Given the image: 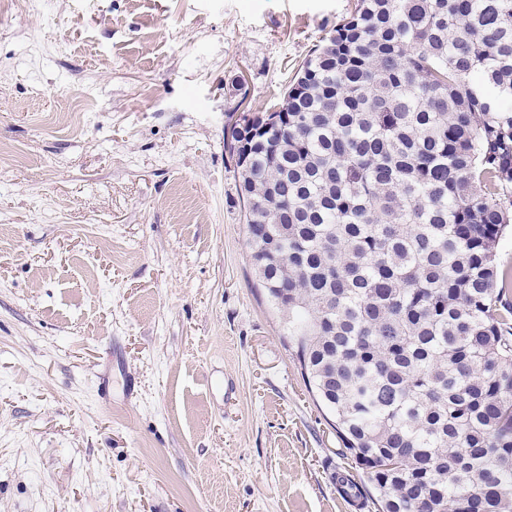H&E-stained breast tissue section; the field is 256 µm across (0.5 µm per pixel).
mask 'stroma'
<instances>
[{"instance_id": "35a3bbf8", "label": "stroma", "mask_w": 512, "mask_h": 512, "mask_svg": "<svg viewBox=\"0 0 512 512\" xmlns=\"http://www.w3.org/2000/svg\"><path fill=\"white\" fill-rule=\"evenodd\" d=\"M353 3L0 9V512H375L339 493L224 149Z\"/></svg>"}]
</instances>
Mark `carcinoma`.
Listing matches in <instances>:
<instances>
[{
  "instance_id": "1",
  "label": "carcinoma",
  "mask_w": 512,
  "mask_h": 512,
  "mask_svg": "<svg viewBox=\"0 0 512 512\" xmlns=\"http://www.w3.org/2000/svg\"><path fill=\"white\" fill-rule=\"evenodd\" d=\"M232 134L250 261L376 512H512V0H356Z\"/></svg>"
}]
</instances>
